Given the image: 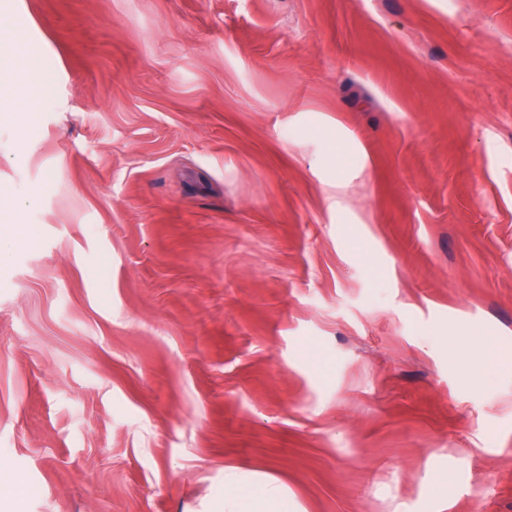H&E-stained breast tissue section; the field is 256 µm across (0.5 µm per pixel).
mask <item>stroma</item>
<instances>
[{
  "mask_svg": "<svg viewBox=\"0 0 512 512\" xmlns=\"http://www.w3.org/2000/svg\"><path fill=\"white\" fill-rule=\"evenodd\" d=\"M7 6L0 512H512V0ZM7 12H0V95L2 88L16 89L19 86L20 76L18 70L5 62L12 61L16 57L17 36ZM252 486L253 482L243 480L239 473L225 472L224 512H288V500L280 485L262 481L257 482L255 491H248Z\"/></svg>",
  "mask_w": 512,
  "mask_h": 512,
  "instance_id": "stroma-1",
  "label": "stroma"
}]
</instances>
